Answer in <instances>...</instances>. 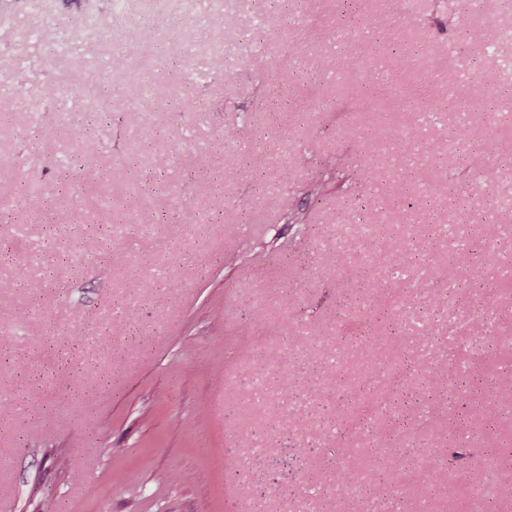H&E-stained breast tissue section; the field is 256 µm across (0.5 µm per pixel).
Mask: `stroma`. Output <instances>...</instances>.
<instances>
[{
	"label": "stroma",
	"mask_w": 512,
	"mask_h": 512,
	"mask_svg": "<svg viewBox=\"0 0 512 512\" xmlns=\"http://www.w3.org/2000/svg\"><path fill=\"white\" fill-rule=\"evenodd\" d=\"M224 36H199L209 0H0V229L12 264L0 265V512H351L320 494L310 472L369 461L371 438L392 426L371 420L336 447L339 371L356 375L362 355L342 350L353 311L326 254L373 266L379 281L365 308L391 288L406 291L395 326L374 323L378 362H404L416 397L394 404L410 442L440 455L458 422L491 424L478 446L512 457V120L486 116L483 135L457 126L483 107L478 91L502 88L512 70V0H357L367 36L339 0H221ZM352 39L361 73L347 69L337 38ZM139 41V58L126 45ZM261 46L266 74L246 65ZM450 107H443L447 95ZM425 149L399 139L419 115ZM250 124V152L224 136ZM381 138L393 165L367 186L305 189L323 162L349 173L360 133ZM99 153L78 178L65 166L85 134ZM178 140V155L165 153ZM485 147L478 196L461 169L438 157ZM285 170L306 226L297 235L276 195L261 189ZM469 196L464 237L433 235L456 224ZM59 209L74 224H52ZM385 217L373 244L353 240L360 217ZM238 224L243 252L224 262L222 225ZM111 254L92 257L99 226ZM468 249L475 274L496 288L486 316L499 352L476 345L482 325L438 310L428 292L434 258ZM243 326L261 332L267 368L297 362L295 377H270L262 395L249 364L223 367L225 340ZM302 337L303 351L289 339ZM495 392L493 414L480 409ZM306 394L304 410L290 409ZM270 447L254 480L237 463ZM92 449L94 464L83 453ZM478 469L443 474L444 492L422 503L406 486L375 493L376 512H470Z\"/></svg>",
	"instance_id": "stroma-1"
}]
</instances>
